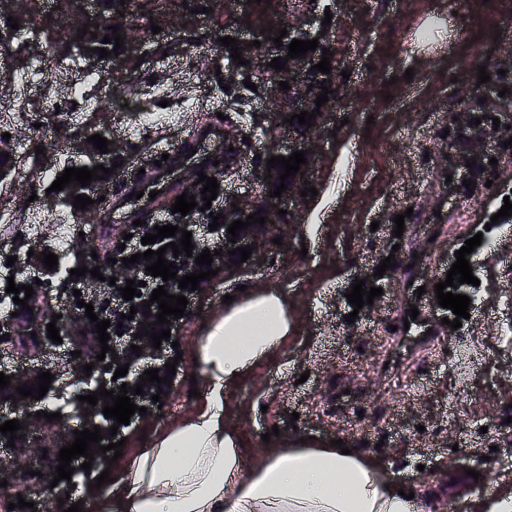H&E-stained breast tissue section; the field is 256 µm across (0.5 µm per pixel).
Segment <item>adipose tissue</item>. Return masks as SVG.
<instances>
[{
  "instance_id": "ef3b65f1",
  "label": "adipose tissue",
  "mask_w": 512,
  "mask_h": 512,
  "mask_svg": "<svg viewBox=\"0 0 512 512\" xmlns=\"http://www.w3.org/2000/svg\"><path fill=\"white\" fill-rule=\"evenodd\" d=\"M291 331L288 299L264 288L225 306L198 349L206 395L123 474L124 495L100 512H432L428 498L401 496L380 460L336 447L271 448L246 467V450L224 423V391L280 352Z\"/></svg>"
}]
</instances>
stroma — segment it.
Masks as SVG:
<instances>
[{
    "label": "stroma",
    "mask_w": 512,
    "mask_h": 512,
    "mask_svg": "<svg viewBox=\"0 0 512 512\" xmlns=\"http://www.w3.org/2000/svg\"><path fill=\"white\" fill-rule=\"evenodd\" d=\"M31 20L20 35L24 49L14 60L22 67L45 51L51 37L74 33L77 17L97 16L96 0H28ZM224 32L243 41L266 28L287 27L293 0H253L222 7ZM169 24L167 40L200 38L210 31L205 16L191 12L183 0H166L159 10ZM307 15L313 28L328 26V44L338 96L323 115L310 148L303 182L278 200L287 233L271 229L255 255L241 266L212 265L218 273L196 293L173 333L178 346H165V361H176L177 375L162 404L144 398L145 415L127 429L116 463L97 460L90 472L70 483H54L57 463L44 456L41 443L52 438L63 447L88 419H100L101 406L79 402L85 357L78 343L50 347L39 362L53 381L37 401L0 402V417L13 420L38 412L15 447L0 444V459L12 469V488L37 512H63L59 498L98 512L100 499L124 494L128 458L144 448L145 438L171 427L195 410L204 390L194 358L205 329L223 312L224 295L278 288L286 293L292 321L288 345L253 367L224 392V418L248 448L247 465L259 463L267 448H286L313 438L381 459L394 477L432 496L434 512H475L480 501L512 489V447L504 445L506 420L512 415V338L500 330L512 323V305L502 296L512 281V235L496 242L480 288L482 315L454 330L435 325L440 315L432 290L459 239L476 224L489 223L493 208L512 190V150L490 134L478 157L483 180L477 191L464 185L471 171L455 155L463 131L457 111L463 103H484L481 122L512 126V69L504 58L512 52V0H311ZM129 17L145 57L136 74H128L118 57L94 67L79 64L73 72L33 83L26 95L17 85L0 92V107L24 103L27 112L14 128L18 154L43 147L51 173L62 170L73 143L87 132L106 128L124 157L112 172V204L71 210L51 194L49 175L25 166L0 183V205L14 209L0 222V262L29 250L44 251L67 237L73 251L94 256L107 266L121 243L119 234L131 210L146 223L156 220L147 192L166 190L172 170L191 153L208 154L206 172L223 159L224 121L253 130L234 176L222 179L227 197L267 196L256 179L268 159L294 152L299 134L275 124L265 90L240 99L252 66L233 64L227 50H212L194 62L172 54L157 57L150 17L130 5ZM233 68L235 79L220 102H210L219 82L217 68ZM490 82L478 83L479 68ZM413 79H405L406 69ZM84 99L73 100L68 85L86 72ZM135 88H128V81ZM168 88V106H160L153 83ZM52 87L59 113L45 111L42 97ZM221 110L222 119H203L195 109ZM150 168L140 182L139 168ZM312 185L317 196L304 195ZM143 198H135L136 188ZM40 214V224L30 222ZM405 218L394 237L396 215ZM395 265L383 277L375 271L385 257ZM382 288L373 305L354 309L346 298L354 280ZM417 307V324L404 328L406 312ZM356 313L355 322L346 314ZM479 345L470 368V384L461 388L448 366L453 351ZM59 413L55 422L43 412ZM270 441H263V434ZM112 480L92 484L103 471Z\"/></svg>",
    "instance_id": "35a3bbf8"
}]
</instances>
